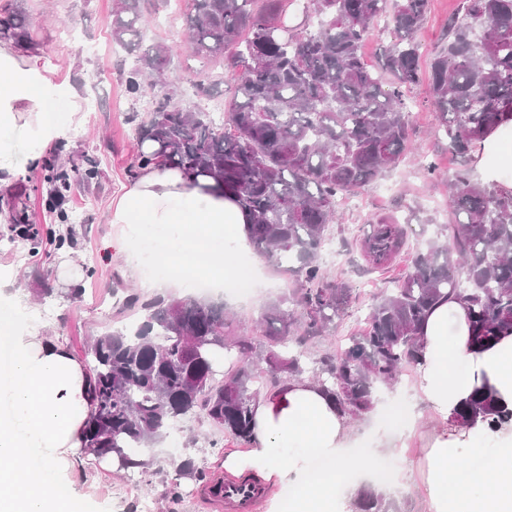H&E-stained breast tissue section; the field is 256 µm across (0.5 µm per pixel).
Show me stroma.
Wrapping results in <instances>:
<instances>
[{"mask_svg":"<svg viewBox=\"0 0 512 512\" xmlns=\"http://www.w3.org/2000/svg\"><path fill=\"white\" fill-rule=\"evenodd\" d=\"M459 4L460 0H428L417 35L423 76L403 90L409 109L408 151L396 168L337 201L331 249L320 252L318 260L331 276L351 284L355 300L326 337L307 342L286 337V349L303 354L307 368H314L321 354L359 332L376 300L397 288L411 270L415 253L435 237L440 225L453 223L448 185L479 167L478 155L463 156L449 149L428 79L431 58L447 41L448 19ZM113 5L114 0H0V11L19 12L28 19L29 39L21 43V50L71 84L84 105L82 122L66 126L59 139L37 148L20 144L16 174L0 184V300L24 310L27 325L62 342L83 363L93 340L106 329L144 317L139 309L119 316L113 293L129 284L137 286L139 278L147 276V268L123 254L101 256L103 242L121 230L111 221L112 205L136 180V130L144 112L169 88L175 92L174 103L181 107L223 112L225 96L240 73L229 60L207 62L192 54L185 42L188 0H147L142 43H165L172 60L163 85L139 97L129 95L125 81L135 58L112 39ZM207 78L218 81L219 94L208 97L199 92L200 81ZM60 147L89 160L98 177L69 198L70 214L83 216L72 225V244L59 247L46 239L33 252L27 241L9 232L11 196L19 190L27 193L29 221L40 232L61 231V224L44 209L47 185L42 171L44 159ZM379 216L402 223L406 246L390 264L374 269L366 262L361 244ZM20 251L25 252V261H17ZM243 258L257 271L258 280L246 294L225 290L224 309L247 326L254 350L264 351L268 340L260 319L277 300L290 296L295 281L255 247H248ZM67 263L77 265V281L60 277V268ZM75 287L81 294L77 300L71 297ZM376 402L374 412L353 422L346 453L357 457L362 449L372 450L373 461L398 474L397 483L386 491L401 512H424L426 493L419 474L400 470L401 459L417 457L422 435L436 424L416 389L414 370L404 371L394 385L380 386ZM394 408L415 412L414 431H402L386 421V413ZM240 448L238 441L215 429L199 411L174 422L170 433L147 449L142 466L105 468L100 459L87 457L73 478V493L88 512H147L143 509L147 503L152 506L148 512H231L210 498L207 490L229 480L221 462L225 453ZM184 463L191 466L185 475L179 472ZM173 486L179 491L175 500L169 495Z\"/></svg>","mask_w":512,"mask_h":512,"instance_id":"obj_1","label":"stroma"}]
</instances>
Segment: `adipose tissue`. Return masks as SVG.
<instances>
[{
  "label": "adipose tissue",
  "instance_id": "1",
  "mask_svg": "<svg viewBox=\"0 0 512 512\" xmlns=\"http://www.w3.org/2000/svg\"><path fill=\"white\" fill-rule=\"evenodd\" d=\"M82 120L74 95L52 70L9 43H0V178L15 172L14 144L57 138ZM122 230L105 248L148 262V288L173 279L222 284L248 246L247 220L212 180H190L174 168L151 167L112 210ZM423 358L416 379L440 418L475 386L489 383L512 408V336L475 350L469 311L444 298L421 325ZM95 409L88 372L62 343L23 328L0 305V512H84L70 490L80 469L85 424ZM500 447L482 466L465 471L451 461L468 448V432L440 425L426 437L413 468L424 477L426 512H512V428L497 431ZM348 420L305 378L285 379L256 401L248 450L225 455L224 469L263 482L300 488L288 512H339L337 493L351 477L366 479L367 458H348ZM287 449L284 457L274 456ZM330 459L329 470L306 481L310 456Z\"/></svg>",
  "mask_w": 512,
  "mask_h": 512
}]
</instances>
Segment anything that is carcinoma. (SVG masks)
<instances>
[{"label":"carcinoma","mask_w":512,"mask_h":512,"mask_svg":"<svg viewBox=\"0 0 512 512\" xmlns=\"http://www.w3.org/2000/svg\"><path fill=\"white\" fill-rule=\"evenodd\" d=\"M143 0H117L112 40L139 48ZM187 33L193 54L224 57L240 68L221 122L207 112L184 109L168 94L141 120L135 167L171 166L190 178H211L233 196L247 219L250 242L294 277L291 301L266 316L271 348L243 363L224 381L215 380L216 352L249 353L234 335L224 306L198 300L125 298V307L146 312L136 326L114 329L90 346L88 373L96 410L87 422L86 447L99 458L116 456L133 465L134 449L160 439L178 419L197 410L216 427L250 443L253 404L261 393L255 369L266 365L271 385L308 373L297 355L278 351L284 338L321 336L352 302L348 282L329 277L317 251L334 223L340 195L363 189L397 167L407 149L409 116L400 88L422 74L416 34L427 0H397L390 24L395 43L382 77L363 61L360 47L388 0H306L304 11L322 17L304 33L285 21L296 0H191ZM448 21V43L433 58L429 81L433 105L443 119L449 147L467 155L498 129L512 130V0H461ZM245 40H239L241 32ZM25 18L0 16V39L23 42ZM170 49L144 50L126 79L138 97L164 78ZM45 208L61 224L72 191L98 177L93 165L53 154L44 160ZM448 210L464 216L453 235L427 242L400 286L382 295L366 325L310 371L340 414L362 419L374 409L376 390L396 382L421 360L419 327L442 297L467 301L476 348L512 336V187L460 176L448 186ZM13 224L36 248L39 229L28 223V198L12 199ZM405 246L394 218L372 225L363 255L383 265ZM512 422L491 387L474 389L448 415V426L494 430ZM353 512H399L397 502L372 488L357 492Z\"/></svg>","instance_id":"obj_1"}]
</instances>
